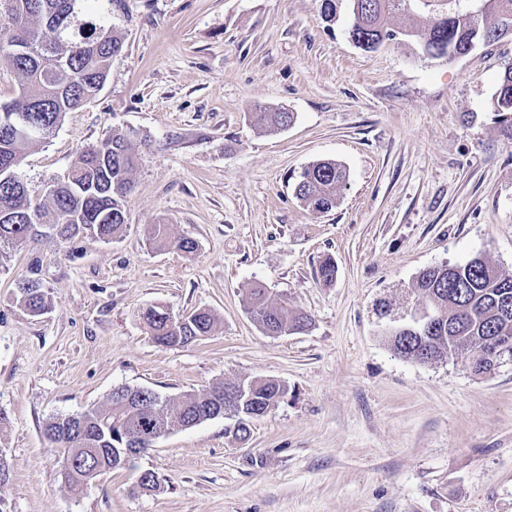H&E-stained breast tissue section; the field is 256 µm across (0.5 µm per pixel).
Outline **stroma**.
<instances>
[{"instance_id":"35a3bbf8","label":"stroma","mask_w":512,"mask_h":512,"mask_svg":"<svg viewBox=\"0 0 512 512\" xmlns=\"http://www.w3.org/2000/svg\"><path fill=\"white\" fill-rule=\"evenodd\" d=\"M336 5L329 22L321 0L102 5L123 50L20 171L43 199L83 150L127 135V227L0 253V512H512V362L483 374L461 357L423 364L386 338L421 305L426 267L481 256L512 276V138L492 108L512 37L452 61L411 41L367 51L346 32L350 0ZM259 107L294 119L258 128ZM320 160L348 172L325 213L294 194ZM154 224L195 252L153 248ZM31 275L48 297L40 316L16 301ZM258 283L311 327L263 331L247 306ZM150 306L218 322L163 348L140 318ZM255 378L287 393L248 439L225 416L177 428L79 490L43 433L119 386L175 399ZM148 470L160 487L145 493Z\"/></svg>"}]
</instances>
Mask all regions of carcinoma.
I'll use <instances>...</instances> for the list:
<instances>
[{
  "label": "carcinoma",
  "instance_id": "carcinoma-1",
  "mask_svg": "<svg viewBox=\"0 0 512 512\" xmlns=\"http://www.w3.org/2000/svg\"><path fill=\"white\" fill-rule=\"evenodd\" d=\"M7 23L0 31V65L21 76V86L32 96L17 94L0 101V248L19 246L47 238L42 226L51 224L59 237H89L110 241L126 229L124 198L131 191L136 155L131 143L120 133L101 141L78 156L57 191L44 203L32 204L27 183L19 173L23 155L44 143L58 129L64 115L82 108L103 88L114 57L123 50L122 39L111 29L87 21L73 24L78 0H9ZM404 0H366L368 7L353 17L348 35L368 40L377 37L396 42L411 31L430 57L453 59V54L471 42L491 40L512 25V0H486L485 34H474L465 16L469 0H443L447 8L421 28L414 21L402 29L388 27L393 13L413 16L404 9ZM25 37L28 55L16 51V41ZM498 122L512 130V63L504 68L494 95ZM12 112L27 113L39 136L17 139L3 132V117ZM256 123L281 129L292 120L289 112H256ZM347 171L333 160L313 163L303 170L296 185V197L316 212L336 207L337 191L346 182ZM151 245L175 247L192 253L196 243L170 236L165 224L151 225ZM415 289L424 297L425 307L443 327L429 336L411 331L390 333L393 352L403 358L423 361L422 351L432 355L476 354L494 340L512 341V315L503 317L504 303L512 305V277L502 275L483 257L475 256L463 265H438L420 272ZM17 300L32 314L47 308L46 294L39 279L21 280ZM248 310L261 327L278 335L303 333L311 317L286 299L275 300L265 288L250 289ZM152 341L164 348L195 341L212 333L217 318L208 309L188 314V323L177 329L165 311L150 307L142 313ZM243 393L236 407V435L250 434L249 422L257 412H267L287 393L276 380L241 381ZM228 383H218L177 400L163 399L152 390L123 386L107 401L83 412L82 420L62 417L45 423L43 431L64 457L63 476L69 487L78 489L97 476L112 470L115 449L124 447V438L149 431L163 435L178 427H191L206 420L207 413L224 408Z\"/></svg>",
  "mask_w": 512,
  "mask_h": 512
}]
</instances>
